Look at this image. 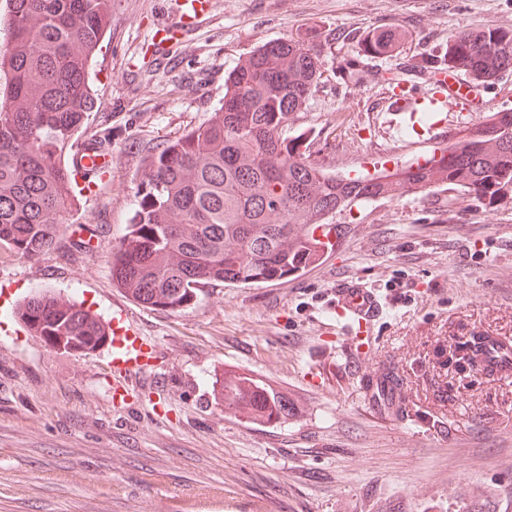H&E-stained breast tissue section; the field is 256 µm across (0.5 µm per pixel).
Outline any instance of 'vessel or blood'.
I'll list each match as a JSON object with an SVG mask.
<instances>
[{
  "instance_id": "obj_1",
  "label": "vessel or blood",
  "mask_w": 512,
  "mask_h": 512,
  "mask_svg": "<svg viewBox=\"0 0 512 512\" xmlns=\"http://www.w3.org/2000/svg\"><path fill=\"white\" fill-rule=\"evenodd\" d=\"M210 9L211 0H177L173 13L157 18L154 23L156 44H163L175 35L195 28L207 19ZM448 75L450 80L442 84L439 96L430 99L405 90L395 92L390 99L391 111L414 113L424 104L437 111L469 107V99L462 89L470 84V76L455 67L449 69ZM383 302L384 299L376 288L357 277L338 282L332 293L336 315L357 323L361 328L368 327L379 317ZM157 353V346L147 341L131 326L123 309L113 311L112 401L115 405H126L128 397L135 392L137 375L148 370Z\"/></svg>"
}]
</instances>
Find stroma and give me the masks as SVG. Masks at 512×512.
<instances>
[{
    "mask_svg": "<svg viewBox=\"0 0 512 512\" xmlns=\"http://www.w3.org/2000/svg\"><path fill=\"white\" fill-rule=\"evenodd\" d=\"M165 0H112L93 66L87 131L112 171L85 195L92 251L38 261L0 252V294L46 289L111 321L125 307L159 356L127 407L112 403L111 345L64 351L0 308V512H512V369L464 373L448 349L512 341V204L441 187L337 213L334 248L277 283L204 285L180 311L148 308L112 280L109 253L137 205L146 150L208 121L225 73L282 39L318 46L322 77L288 128L325 171L424 162L463 127L512 109V73L474 81L475 112L435 127L392 115L394 91H435L458 32L512 28V0H212L203 26L154 50ZM399 49L364 51L385 28ZM363 278L392 302L354 347L325 312L336 281ZM399 387L397 409L371 390ZM242 374L288 398V420L224 413L216 382Z\"/></svg>",
    "mask_w": 512,
    "mask_h": 512,
    "instance_id": "obj_1",
    "label": "stroma"
}]
</instances>
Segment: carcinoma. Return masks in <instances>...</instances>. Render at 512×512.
Returning a JSON list of instances; mask_svg holds the SVG:
<instances>
[{
	"label": "carcinoma",
	"instance_id": "cac0c4a2",
	"mask_svg": "<svg viewBox=\"0 0 512 512\" xmlns=\"http://www.w3.org/2000/svg\"><path fill=\"white\" fill-rule=\"evenodd\" d=\"M0 44V247L36 260L76 224L81 190L70 159L97 108L91 66L112 0H6ZM390 28L364 38L384 54ZM320 54L290 40L268 42L224 77V103L204 124L141 160L137 209L112 248V281L137 302L181 310L200 287L278 282L319 257L309 229L359 202L428 193L436 179L473 201L512 202V109L493 112L470 135L416 166L375 177H344L312 163L288 126L317 85ZM448 64L475 78L512 72V31L459 33ZM18 317L33 335L65 351L106 342L102 320L47 292ZM224 411L249 408L288 418V401L252 379L221 386Z\"/></svg>",
	"mask_w": 512,
	"mask_h": 512
}]
</instances>
